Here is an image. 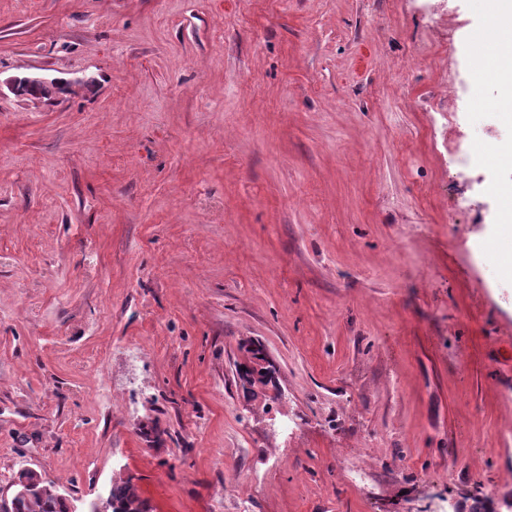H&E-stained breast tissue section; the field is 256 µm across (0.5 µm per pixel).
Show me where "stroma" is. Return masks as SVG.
<instances>
[{
	"label": "stroma",
	"mask_w": 512,
	"mask_h": 512,
	"mask_svg": "<svg viewBox=\"0 0 512 512\" xmlns=\"http://www.w3.org/2000/svg\"><path fill=\"white\" fill-rule=\"evenodd\" d=\"M492 34L483 0H0V79L69 84L0 92V490L511 496ZM58 78H51L44 73H28L24 75L22 78L19 76L11 77L9 80L5 82L7 88L16 96H23V89L28 86L35 85H55L60 81Z\"/></svg>",
	"instance_id": "obj_1"
}]
</instances>
